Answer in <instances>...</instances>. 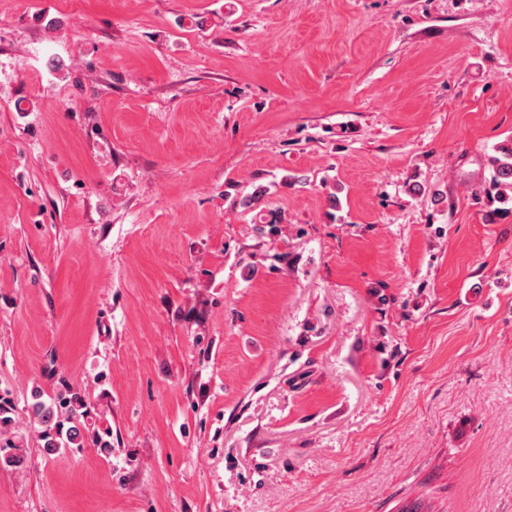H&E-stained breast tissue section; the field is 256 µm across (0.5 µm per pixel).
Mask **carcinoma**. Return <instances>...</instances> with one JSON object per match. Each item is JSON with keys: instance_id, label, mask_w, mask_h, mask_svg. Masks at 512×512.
I'll return each mask as SVG.
<instances>
[{"instance_id": "cac0c4a2", "label": "carcinoma", "mask_w": 512, "mask_h": 512, "mask_svg": "<svg viewBox=\"0 0 512 512\" xmlns=\"http://www.w3.org/2000/svg\"><path fill=\"white\" fill-rule=\"evenodd\" d=\"M512 188V139L506 140L496 147V156L491 158L490 195L497 192L496 200L501 204L512 202V196L500 191V188ZM32 412L38 422L44 427L43 451L51 455L57 452L61 445H83L82 419L87 408L81 396L73 391L59 394L49 404L38 401L32 405Z\"/></svg>"}]
</instances>
